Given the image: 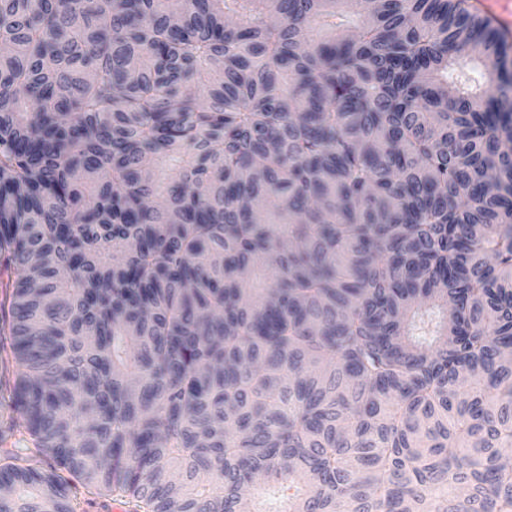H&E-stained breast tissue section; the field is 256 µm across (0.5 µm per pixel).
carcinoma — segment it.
<instances>
[{"label":"carcinoma","mask_w":512,"mask_h":512,"mask_svg":"<svg viewBox=\"0 0 512 512\" xmlns=\"http://www.w3.org/2000/svg\"><path fill=\"white\" fill-rule=\"evenodd\" d=\"M465 0H0V512H512V82Z\"/></svg>","instance_id":"carcinoma-1"}]
</instances>
